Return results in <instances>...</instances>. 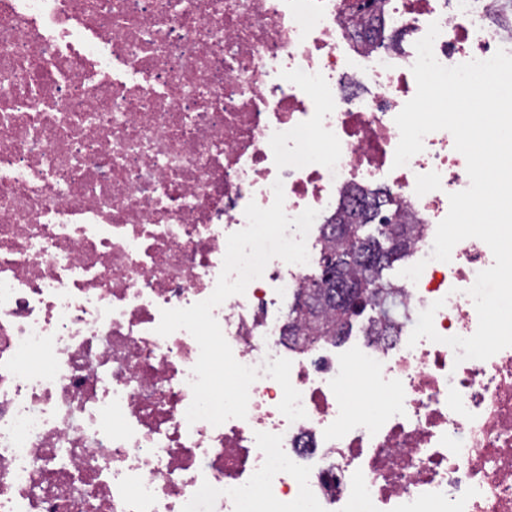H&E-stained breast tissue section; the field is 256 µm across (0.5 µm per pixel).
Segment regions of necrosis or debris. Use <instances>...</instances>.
Returning <instances> with one entry per match:
<instances>
[{
  "instance_id": "obj_1",
  "label": "necrosis or debris",
  "mask_w": 512,
  "mask_h": 512,
  "mask_svg": "<svg viewBox=\"0 0 512 512\" xmlns=\"http://www.w3.org/2000/svg\"><path fill=\"white\" fill-rule=\"evenodd\" d=\"M373 15L400 41L357 37ZM434 22L442 65L512 55L495 0H0V512H512V347L444 342L475 333L493 254L431 257L466 160L440 130L393 164ZM277 181L320 224L388 189L426 266L394 284L395 336L340 356L289 348L276 305L310 267L272 259L213 311L258 370L246 418L188 423L200 349L161 312L212 294ZM438 300L440 341L410 343Z\"/></svg>"
}]
</instances>
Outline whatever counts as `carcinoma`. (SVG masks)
Listing matches in <instances>:
<instances>
[{
  "instance_id": "1",
  "label": "carcinoma",
  "mask_w": 512,
  "mask_h": 512,
  "mask_svg": "<svg viewBox=\"0 0 512 512\" xmlns=\"http://www.w3.org/2000/svg\"><path fill=\"white\" fill-rule=\"evenodd\" d=\"M351 197L359 200L353 207L345 200L332 221L323 225L325 244L321 259L336 257L339 263L324 267L311 284L300 289L288 313L287 335L299 344L314 343L331 337L340 341L351 334L355 318L370 310L386 314L387 303L395 298L383 271L411 254L414 225L400 224V242L394 243L382 210L395 204L386 191L355 188ZM379 220L378 234L365 228Z\"/></svg>"
}]
</instances>
